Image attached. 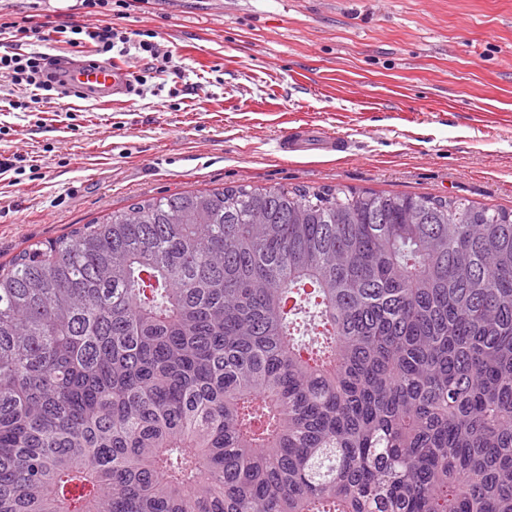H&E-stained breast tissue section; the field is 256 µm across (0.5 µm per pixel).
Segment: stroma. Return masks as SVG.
<instances>
[{"label":"stroma","instance_id":"35a3bbf8","mask_svg":"<svg viewBox=\"0 0 512 512\" xmlns=\"http://www.w3.org/2000/svg\"><path fill=\"white\" fill-rule=\"evenodd\" d=\"M180 69L143 95L0 109V263L131 203L248 184L436 195L512 209V0H129ZM81 0L0 18L83 21ZM312 123L348 151L282 155Z\"/></svg>","mask_w":512,"mask_h":512}]
</instances>
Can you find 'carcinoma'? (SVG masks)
Instances as JSON below:
<instances>
[{
    "label": "carcinoma",
    "instance_id": "cac0c4a2",
    "mask_svg": "<svg viewBox=\"0 0 512 512\" xmlns=\"http://www.w3.org/2000/svg\"><path fill=\"white\" fill-rule=\"evenodd\" d=\"M0 512H512V209L237 185L23 250Z\"/></svg>",
    "mask_w": 512,
    "mask_h": 512
}]
</instances>
